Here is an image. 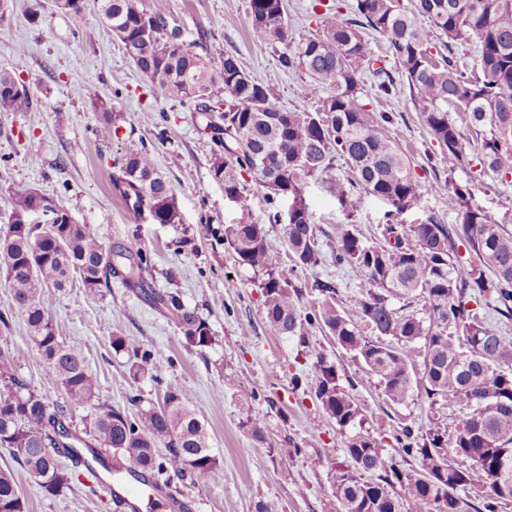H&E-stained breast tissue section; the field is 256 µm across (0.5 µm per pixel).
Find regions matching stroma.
Listing matches in <instances>:
<instances>
[{"label":"stroma","mask_w":512,"mask_h":512,"mask_svg":"<svg viewBox=\"0 0 512 512\" xmlns=\"http://www.w3.org/2000/svg\"><path fill=\"white\" fill-rule=\"evenodd\" d=\"M352 0H285V15L294 37L351 16ZM248 0H141L147 11L164 13L180 27L182 39L221 67L225 54L235 55L255 80L274 85L277 108L312 111L325 89L303 73L282 67L278 53L250 33ZM9 25L0 26V69L13 73L29 89L30 105L21 112H0V235L11 214L10 186L23 183L61 202L77 223L90 225L106 249L141 251L153 263V288L177 294L210 326L213 344L199 351L186 347L166 310L136 288L112 281L97 303H88L79 286L67 292L45 290L43 305L61 338L78 345L87 368L100 384L101 404L130 409L131 397L161 404L168 389L181 388L204 424L213 453L223 465L219 483L199 486L174 479L172 493L183 512H255L261 500L279 502L282 512H337L331 467L344 461V438L320 408L312 391L314 362L325 356L338 368L340 382L360 404L365 426L375 432L388 458L397 459L396 436L415 423L455 428L462 413L455 399L429 405L422 386L404 404L390 403L377 379L336 344L332 336L310 329L306 345L297 337L274 335L264 318L263 297L254 271L240 263L224 241V228L248 220L264 225L279 242L275 220L288 201L268 194L257 177L247 176L249 206L240 209L224 196L210 175L213 145L196 125L194 106L154 97L149 80L124 55L119 41L102 27L95 6L86 22L97 30L85 40L69 15L53 0H13ZM38 7V21L29 10ZM364 100L370 110L388 113L395 140L414 162L420 201L399 212L388 202L362 195L357 207L345 209L334 185L348 167L335 159L326 171L308 177L303 197L317 232L323 263L312 270L295 268L285 248L275 253L285 277L302 289L301 303L312 308L320 294L314 281L336 286L337 304L357 318L360 281L349 268L337 267L330 252L341 227L356 230L365 241L380 240L388 224L435 221L460 227L464 207L481 210L512 233V175L483 167L468 151L456 170H449L446 148L421 121L406 80L395 82L392 96L379 95L372 76L364 78ZM95 87L111 103L114 124L104 123L88 98ZM147 148L170 180L181 215L177 224H155L124 204L111 177L129 151ZM443 180L442 190L430 184ZM467 187L458 199L455 186ZM123 336L158 352L149 373L135 378L126 355L115 354L111 341ZM27 327L0 283V350L23 349L13 369L52 405L64 403L62 388L46 364L28 355ZM266 422V439L257 441L242 427L247 415ZM384 428H376L378 417ZM10 468L26 512H127L95 491L96 479L81 474L71 488L45 493L13 457L0 447V468Z\"/></svg>","instance_id":"stroma-1"}]
</instances>
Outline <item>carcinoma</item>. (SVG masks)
Returning a JSON list of instances; mask_svg holds the SVG:
<instances>
[{"instance_id": "1", "label": "carcinoma", "mask_w": 512, "mask_h": 512, "mask_svg": "<svg viewBox=\"0 0 512 512\" xmlns=\"http://www.w3.org/2000/svg\"><path fill=\"white\" fill-rule=\"evenodd\" d=\"M107 27L122 30L127 58L151 82L154 95L197 103L203 131L213 143L210 173L224 194L248 208L245 176L254 174L275 196L295 207L282 227V247L294 265L311 270L323 261L316 230L302 196L305 177L331 166L339 156L349 165L336 198L350 208L359 193L387 200L402 211L419 201L411 163L390 133L391 118L363 102V73L371 49L363 29L383 34L410 90L416 94L423 124L447 148L448 171L465 157L466 144L448 108L462 112L476 135L475 149L490 170L512 174V0H415L412 9L400 0H355V18L336 21L299 41L289 40L283 0H249L253 37L282 48L281 65L295 69L327 90L313 112H284L275 106L277 89L252 78L239 59L224 55L215 71L210 61L186 47L182 32L141 0H95ZM86 0L76 6L57 0L87 40ZM473 41L478 60L467 70L452 56L453 47ZM29 106V92L15 74L0 70V112ZM112 182L125 204L155 224H178L181 216L167 176L147 148L129 152ZM12 214L49 209L54 201L27 184L10 188ZM461 231L475 254L474 262L452 260V231L433 221L388 224L383 241L365 243L352 229L336 235L332 257L361 277L357 309L361 323L336 305V287L318 283L324 298L311 310L300 304L301 290L280 272L275 247L262 224L243 221L224 229V241L238 259L261 274L266 324L278 336L304 342L309 327L325 329L336 343L362 361L377 378L387 399L405 404L412 398L411 369L401 347H424V390L430 405L452 396L464 413L454 438L431 427L423 442L411 426L402 428L399 454L418 461L403 472L389 462L385 449L361 430L365 414L340 384L335 363L323 356L315 363L314 396L345 437L346 460L332 468V490L341 512H465L457 490L488 488L475 512H497L505 501L501 485L512 484V341L486 326L469 309L475 295L491 294L512 316V235L478 209L466 208ZM0 271L17 312L28 328L31 346L61 386L65 404L45 398L9 369L0 372V447L48 494L70 487L75 473L59 457L84 466L93 476H129L158 493L173 477L189 475L201 484L216 483L223 473L211 451L204 424L187 404L185 391H167L163 404H148L129 414L99 402V384L87 369L81 349L57 335L41 302L45 288L65 291L77 281L84 297L96 302L115 277L138 288L167 309L188 348H206L214 336L207 322L186 309L174 293L149 289L148 258L112 253L87 224L50 222L40 228L9 224L0 236ZM424 298L429 320L408 311L409 300ZM406 301L396 308L393 299ZM371 335H364L363 328ZM115 353L132 360L138 377L153 358L149 350L122 336L112 337ZM81 408L83 428L66 426L67 408ZM246 432L265 439V420L248 416ZM54 449L48 455L45 449ZM470 467L459 468L454 458ZM372 479H366V475ZM405 497H400L396 486ZM25 505L11 469H0V512H24Z\"/></svg>"}]
</instances>
